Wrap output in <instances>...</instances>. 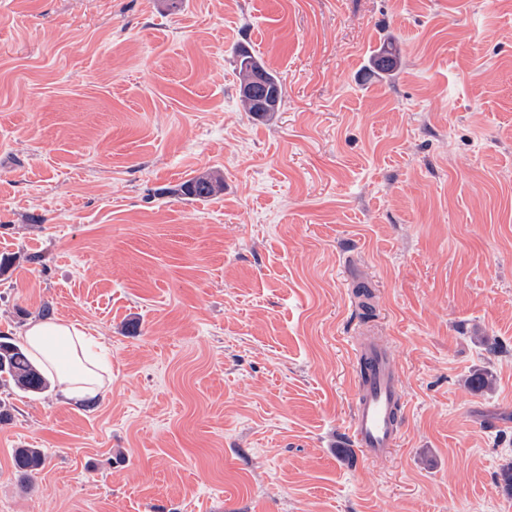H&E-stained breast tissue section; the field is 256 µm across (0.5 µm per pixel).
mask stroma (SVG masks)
Returning a JSON list of instances; mask_svg holds the SVG:
<instances>
[{
    "instance_id": "35a3bbf8",
    "label": "stroma",
    "mask_w": 512,
    "mask_h": 512,
    "mask_svg": "<svg viewBox=\"0 0 512 512\" xmlns=\"http://www.w3.org/2000/svg\"><path fill=\"white\" fill-rule=\"evenodd\" d=\"M0 256L1 333L112 361L91 405L0 392V512H512V0H0ZM361 336L406 397L385 459L347 440ZM373 73L379 77L392 76L401 64V56L393 42L384 43L372 58ZM235 64L243 111L257 117H272L283 101V85L277 74L244 47L236 50ZM258 76L261 77L260 82L255 80ZM224 190V178L215 172L193 177L180 186V192L189 199H204ZM43 452L41 448H18L14 452L16 467L27 476L39 469L43 463Z\"/></svg>"
}]
</instances>
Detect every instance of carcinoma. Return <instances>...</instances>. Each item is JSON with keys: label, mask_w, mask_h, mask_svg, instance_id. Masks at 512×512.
I'll use <instances>...</instances> for the list:
<instances>
[{"label": "carcinoma", "mask_w": 512, "mask_h": 512, "mask_svg": "<svg viewBox=\"0 0 512 512\" xmlns=\"http://www.w3.org/2000/svg\"><path fill=\"white\" fill-rule=\"evenodd\" d=\"M239 79V98L243 111L257 117H271L279 111L283 101V85L275 72L248 49L240 47L235 55ZM401 64V56L393 42L383 44L372 58L373 73L379 77L394 74ZM224 190V178L215 172L193 177L180 186L182 195L189 199H204ZM40 393L48 387L46 377L33 365L26 350L0 336V387ZM16 467L30 476L43 463L39 448H17Z\"/></svg>", "instance_id": "carcinoma-1"}]
</instances>
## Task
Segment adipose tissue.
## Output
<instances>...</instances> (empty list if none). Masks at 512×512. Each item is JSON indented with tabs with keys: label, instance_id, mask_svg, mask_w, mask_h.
Returning a JSON list of instances; mask_svg holds the SVG:
<instances>
[{
	"label": "adipose tissue",
	"instance_id": "ef3b65f1",
	"mask_svg": "<svg viewBox=\"0 0 512 512\" xmlns=\"http://www.w3.org/2000/svg\"><path fill=\"white\" fill-rule=\"evenodd\" d=\"M32 360L54 377L66 399L83 402L105 397L112 370L101 342L76 322L31 320L22 332Z\"/></svg>",
	"mask_w": 512,
	"mask_h": 512
}]
</instances>
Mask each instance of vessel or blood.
<instances>
[{"instance_id": "b4317fda", "label": "vessel or blood", "mask_w": 512, "mask_h": 512, "mask_svg": "<svg viewBox=\"0 0 512 512\" xmlns=\"http://www.w3.org/2000/svg\"><path fill=\"white\" fill-rule=\"evenodd\" d=\"M362 365L354 390L350 440L372 458L388 456L402 436L405 415L402 383L385 344L363 341L356 349Z\"/></svg>"}]
</instances>
